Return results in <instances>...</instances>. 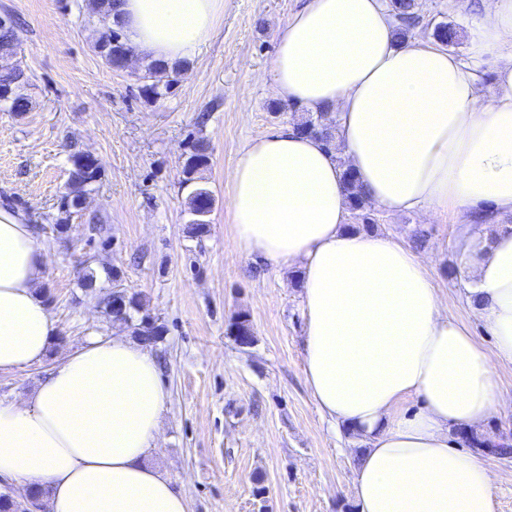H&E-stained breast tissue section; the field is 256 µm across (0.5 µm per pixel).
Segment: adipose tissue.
<instances>
[{
	"label": "adipose tissue",
	"instance_id": "adipose-tissue-1",
	"mask_svg": "<svg viewBox=\"0 0 512 512\" xmlns=\"http://www.w3.org/2000/svg\"><path fill=\"white\" fill-rule=\"evenodd\" d=\"M116 12L144 64H171L211 41L224 0ZM494 55L487 98L476 68ZM264 79L279 100L332 113L336 147L290 125L248 142L228 175L232 242L302 271L308 393L364 443L353 499L360 512H496L493 473L461 438L499 410L495 368L512 364V0H484L463 57L396 42L382 0H302ZM347 169L377 205L456 215L463 249L492 226L465 290L492 347L448 316L424 254L348 227ZM45 265L27 215L0 206V373L41 362L56 336ZM169 401L145 344L88 340L23 400H0V476L42 489L47 512H189L150 462Z\"/></svg>",
	"mask_w": 512,
	"mask_h": 512
}]
</instances>
